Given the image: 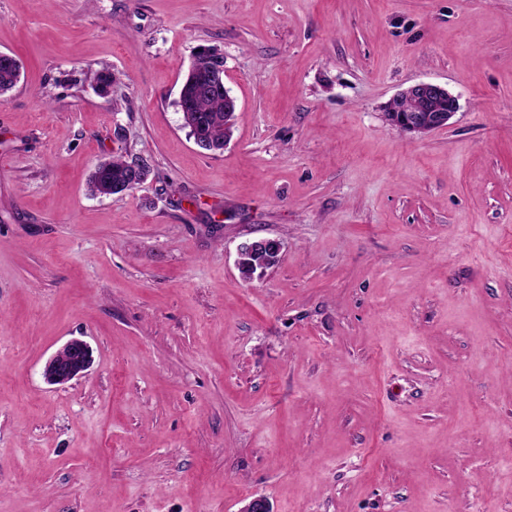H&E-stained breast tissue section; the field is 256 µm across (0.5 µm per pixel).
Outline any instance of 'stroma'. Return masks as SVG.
I'll return each instance as SVG.
<instances>
[{"label": "stroma", "mask_w": 512, "mask_h": 512, "mask_svg": "<svg viewBox=\"0 0 512 512\" xmlns=\"http://www.w3.org/2000/svg\"><path fill=\"white\" fill-rule=\"evenodd\" d=\"M0 52V512H512V0H0ZM420 81L459 109L412 136ZM115 154L148 180L91 195ZM197 58L216 84H224V55L217 48L202 46L196 51ZM182 84H186L188 92L192 94V106L187 111L190 112V121L186 116H183L184 120L194 128L198 141L219 145L224 141L226 131L232 128L225 127L224 91L229 111L237 110L236 98L226 89L210 86L206 74L201 70L190 68ZM458 109V98L448 88L436 82L420 81L397 96L385 117L399 130L422 136L448 126ZM281 249L282 243L279 239L258 238L242 242L238 246L236 259V265L242 277L246 280L263 277L278 261ZM246 258H251L250 270L243 273ZM93 362L90 345L81 339H71L46 363L45 380L52 385H64L81 376Z\"/></svg>", "instance_id": "stroma-1"}]
</instances>
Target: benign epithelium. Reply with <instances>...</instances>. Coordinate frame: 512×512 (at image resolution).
Here are the masks:
<instances>
[{
  "label": "benign epithelium",
  "instance_id": "7a95c632",
  "mask_svg": "<svg viewBox=\"0 0 512 512\" xmlns=\"http://www.w3.org/2000/svg\"><path fill=\"white\" fill-rule=\"evenodd\" d=\"M197 58L217 84H224V55L214 47L202 46L196 51ZM459 109L458 98L445 86L420 81L401 92L396 103L385 113L388 123L399 130L426 135L449 125V121ZM135 178L130 182L99 184L100 196L123 195L132 188L144 183L143 165L130 164ZM282 243L278 239L258 238L241 243L237 249L236 265L244 269L249 262L250 270L242 274L246 280L261 278L278 261ZM93 362L90 345L81 339H72L59 349L46 363L43 371L45 380L52 385H64L81 376Z\"/></svg>",
  "mask_w": 512,
  "mask_h": 512
}]
</instances>
